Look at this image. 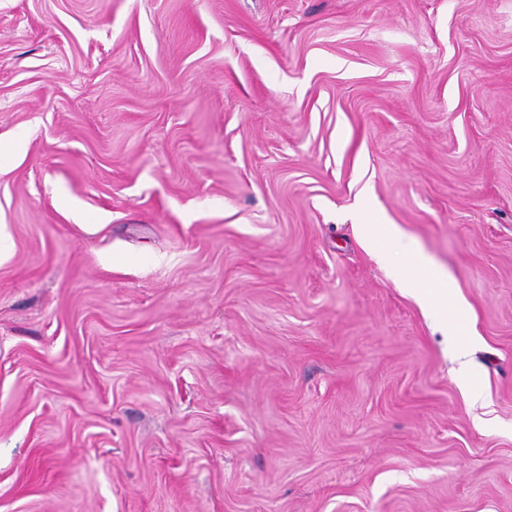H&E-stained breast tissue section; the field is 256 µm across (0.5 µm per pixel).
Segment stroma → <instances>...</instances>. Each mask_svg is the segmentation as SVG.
I'll return each mask as SVG.
<instances>
[{
    "instance_id": "1",
    "label": "stroma",
    "mask_w": 512,
    "mask_h": 512,
    "mask_svg": "<svg viewBox=\"0 0 512 512\" xmlns=\"http://www.w3.org/2000/svg\"><path fill=\"white\" fill-rule=\"evenodd\" d=\"M0 225V512H512V0H0ZM359 233L362 239L370 246H373L378 236L383 235L390 238H399L401 233L394 224H358Z\"/></svg>"
}]
</instances>
